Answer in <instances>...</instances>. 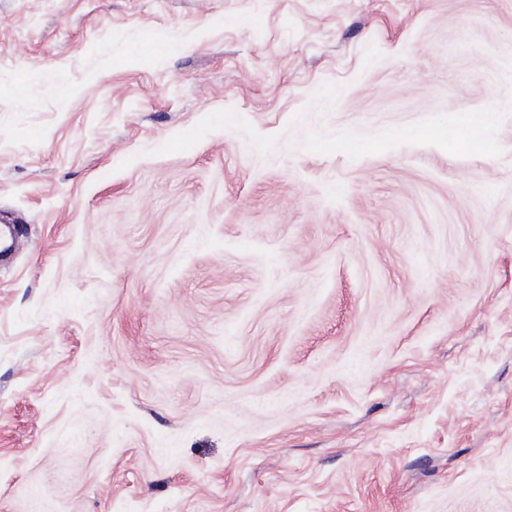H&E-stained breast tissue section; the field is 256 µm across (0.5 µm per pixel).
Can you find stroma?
Segmentation results:
<instances>
[{
	"label": "stroma",
	"instance_id": "stroma-1",
	"mask_svg": "<svg viewBox=\"0 0 512 512\" xmlns=\"http://www.w3.org/2000/svg\"><path fill=\"white\" fill-rule=\"evenodd\" d=\"M3 224L0 512H512V0H0Z\"/></svg>",
	"mask_w": 512,
	"mask_h": 512
}]
</instances>
